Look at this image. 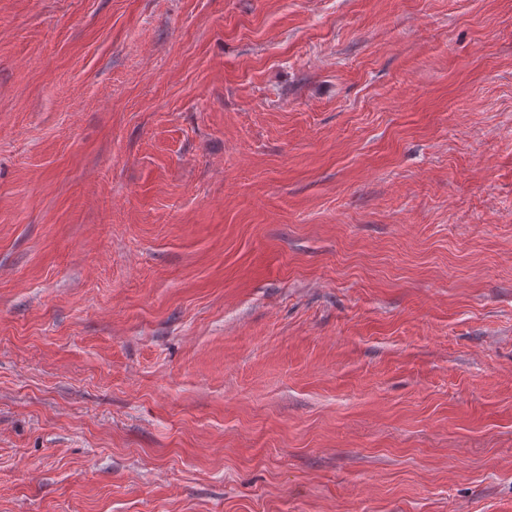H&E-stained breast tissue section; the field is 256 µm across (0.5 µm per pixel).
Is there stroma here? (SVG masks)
<instances>
[{
	"mask_svg": "<svg viewBox=\"0 0 512 512\" xmlns=\"http://www.w3.org/2000/svg\"><path fill=\"white\" fill-rule=\"evenodd\" d=\"M0 512H512V0H0Z\"/></svg>",
	"mask_w": 512,
	"mask_h": 512,
	"instance_id": "obj_1",
	"label": "stroma"
}]
</instances>
